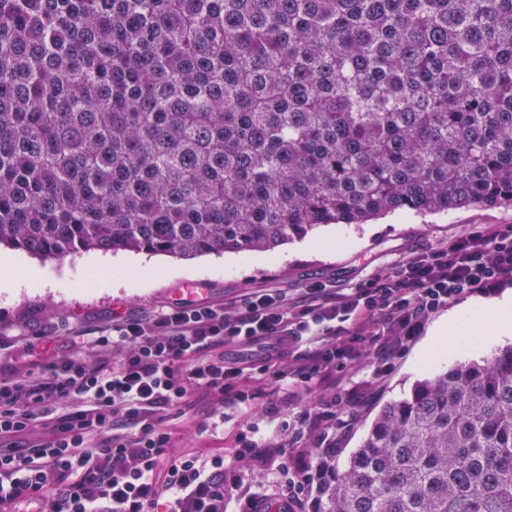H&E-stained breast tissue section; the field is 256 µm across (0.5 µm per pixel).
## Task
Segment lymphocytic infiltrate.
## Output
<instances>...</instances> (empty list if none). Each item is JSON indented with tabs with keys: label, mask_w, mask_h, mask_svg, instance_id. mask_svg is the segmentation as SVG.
I'll use <instances>...</instances> for the list:
<instances>
[{
	"label": "lymphocytic infiltrate",
	"mask_w": 512,
	"mask_h": 512,
	"mask_svg": "<svg viewBox=\"0 0 512 512\" xmlns=\"http://www.w3.org/2000/svg\"><path fill=\"white\" fill-rule=\"evenodd\" d=\"M512 280V224H485L379 268L343 293L313 284L293 298L264 288L219 308L180 299L167 312L113 323L96 359L0 379V512H223L224 459L169 456L161 412L207 398L252 405V383L334 387L281 427L287 447L262 452L246 423L233 460L250 474L284 473L292 507L313 502L318 451L338 445L360 372L382 378L429 317Z\"/></svg>",
	"instance_id": "obj_1"
}]
</instances>
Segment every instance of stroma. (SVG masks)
Wrapping results in <instances>:
<instances>
[{
	"label": "stroma",
	"mask_w": 512,
	"mask_h": 512,
	"mask_svg": "<svg viewBox=\"0 0 512 512\" xmlns=\"http://www.w3.org/2000/svg\"><path fill=\"white\" fill-rule=\"evenodd\" d=\"M476 224H512V207H468L427 215L398 212L366 224L323 227L306 240H294L266 253L195 258L158 254L155 262L160 268L173 269V276L139 290L100 292L78 286L66 293L45 289L17 298L0 293V338L6 342L0 348V377H11L20 369L45 372L61 358L77 353L93 358L92 348L81 347L82 338L97 335L118 319L161 313L172 299L188 290L221 305L256 288H282L292 295L315 283L349 289L409 252L437 246ZM426 340V333H419L389 374L372 384L366 404L356 408V422L343 438L337 467L346 465L373 415L386 403L404 398L421 376L415 356ZM255 403L262 414L258 444L276 445L282 440L281 423L292 411L288 390L273 383L257 385ZM210 409L208 400L200 399L192 408H174L163 417L174 429L189 428V437L179 440V447L193 449L203 459L224 454V483L230 488L224 512H247L248 499L277 496L280 484L269 477L240 475L231 457L246 413L227 411L223 426L211 432L207 429Z\"/></svg>",
	"instance_id": "stroma-1"
}]
</instances>
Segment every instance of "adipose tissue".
Masks as SVG:
<instances>
[{"instance_id":"obj_1","label":"adipose tissue","mask_w":512,"mask_h":512,"mask_svg":"<svg viewBox=\"0 0 512 512\" xmlns=\"http://www.w3.org/2000/svg\"><path fill=\"white\" fill-rule=\"evenodd\" d=\"M111 259H95L80 267L76 273L61 276L46 274L44 270L19 263L8 253L0 254V292L9 296L38 287L64 290L90 285L99 290L112 286L106 269ZM512 334V293H503L490 300H476L452 312L439 321L427 343L416 355L417 365L448 355L464 356L473 348L474 337L483 343H492L497 337Z\"/></svg>"}]
</instances>
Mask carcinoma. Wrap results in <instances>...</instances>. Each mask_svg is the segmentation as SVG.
Wrapping results in <instances>:
<instances>
[{
    "label": "carcinoma",
    "mask_w": 512,
    "mask_h": 512,
    "mask_svg": "<svg viewBox=\"0 0 512 512\" xmlns=\"http://www.w3.org/2000/svg\"><path fill=\"white\" fill-rule=\"evenodd\" d=\"M512 206V0H0V246L271 251ZM313 512H512V345L384 406Z\"/></svg>",
    "instance_id": "cac0c4a2"
}]
</instances>
